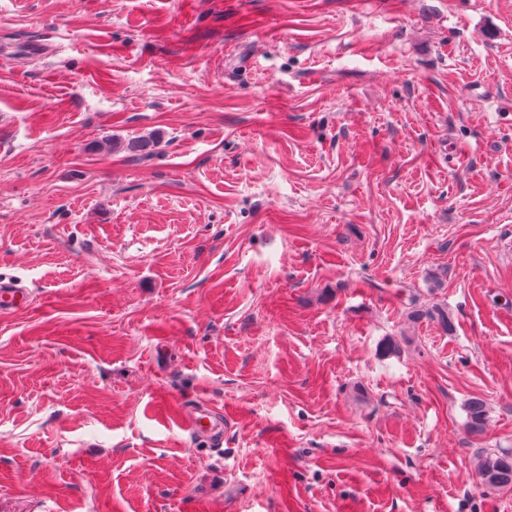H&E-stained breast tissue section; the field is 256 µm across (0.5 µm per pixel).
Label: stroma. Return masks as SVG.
<instances>
[{
    "mask_svg": "<svg viewBox=\"0 0 512 512\" xmlns=\"http://www.w3.org/2000/svg\"><path fill=\"white\" fill-rule=\"evenodd\" d=\"M0 37V512H512V0H0ZM27 297V288L20 285V280L0 281V311L22 308ZM175 419L178 426L191 436L201 438L213 446H220L224 430L220 413L208 402L198 401L191 406H178ZM484 481L499 489H512V452L485 453L480 464Z\"/></svg>",
    "mask_w": 512,
    "mask_h": 512,
    "instance_id": "1",
    "label": "stroma"
}]
</instances>
